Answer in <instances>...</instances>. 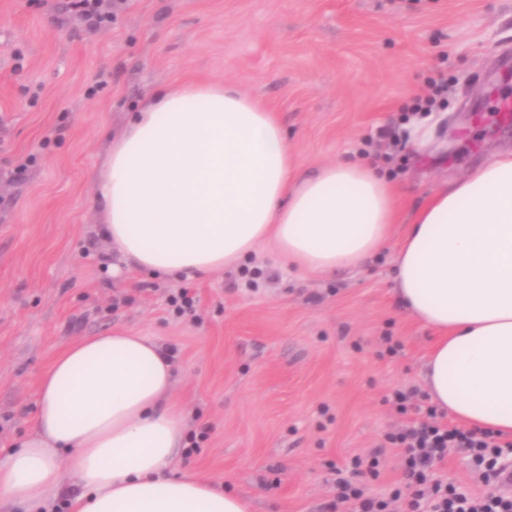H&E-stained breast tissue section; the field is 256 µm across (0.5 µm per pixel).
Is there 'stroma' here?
Wrapping results in <instances>:
<instances>
[{
	"label": "stroma",
	"instance_id": "obj_1",
	"mask_svg": "<svg viewBox=\"0 0 512 512\" xmlns=\"http://www.w3.org/2000/svg\"><path fill=\"white\" fill-rule=\"evenodd\" d=\"M427 120L445 150L406 131ZM235 83L275 109L303 174L369 157L396 194L395 234L434 193L512 149V0H115L91 31L69 0H0V457L30 433L40 381L84 336L129 329L172 358L168 401L193 451L173 473L229 485L251 512H330L343 479L402 482L389 434L422 420L436 336L395 295V245L362 268L313 276L273 243L191 283L199 322L167 304L174 281L108 278L95 177L112 138L155 90ZM410 392L406 411L390 402ZM378 455V475L352 470Z\"/></svg>",
	"mask_w": 512,
	"mask_h": 512
}]
</instances>
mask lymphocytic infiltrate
Returning <instances> with one entry per match:
<instances>
[{"label":"lymphocytic infiltrate","instance_id":"lymphocytic-infiltrate-1","mask_svg":"<svg viewBox=\"0 0 512 512\" xmlns=\"http://www.w3.org/2000/svg\"><path fill=\"white\" fill-rule=\"evenodd\" d=\"M436 415V409H429L425 421L392 437L404 452L402 490L385 500L367 496L344 480L338 485L337 503L353 504V512H386L390 502L401 499L407 502V512H512V492L501 485L503 476L512 472V441L502 443L487 432L442 426ZM452 448L469 451L484 492L439 479L437 466Z\"/></svg>","mask_w":512,"mask_h":512}]
</instances>
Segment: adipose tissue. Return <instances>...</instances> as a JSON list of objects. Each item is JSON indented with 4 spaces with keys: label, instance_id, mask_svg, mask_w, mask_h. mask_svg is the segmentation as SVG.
<instances>
[{
    "label": "adipose tissue",
    "instance_id": "obj_1",
    "mask_svg": "<svg viewBox=\"0 0 512 512\" xmlns=\"http://www.w3.org/2000/svg\"><path fill=\"white\" fill-rule=\"evenodd\" d=\"M96 198L121 262L183 280L239 267L269 240L288 266L354 269L396 222L392 187L370 164L303 175L281 118L221 81L158 90L110 143ZM396 268L402 303L438 336L424 372L432 401L512 436V149L415 212ZM172 382L147 337L73 343L41 381L31 433L0 459V500L49 512L67 473L76 512H248L227 489L169 475L181 422L158 403Z\"/></svg>",
    "mask_w": 512,
    "mask_h": 512
}]
</instances>
